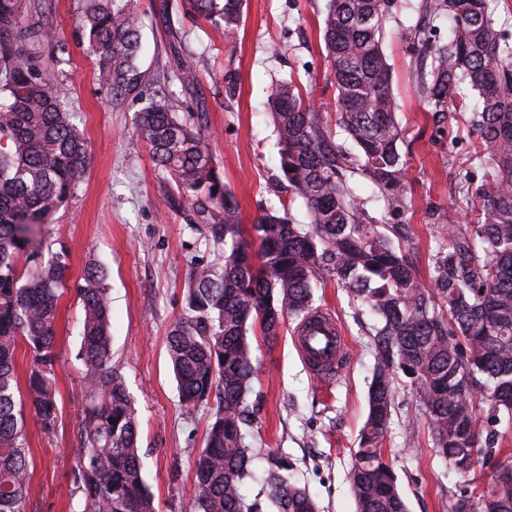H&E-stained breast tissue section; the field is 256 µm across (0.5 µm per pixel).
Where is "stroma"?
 <instances>
[{"label":"stroma","instance_id":"35a3bbf8","mask_svg":"<svg viewBox=\"0 0 512 512\" xmlns=\"http://www.w3.org/2000/svg\"><path fill=\"white\" fill-rule=\"evenodd\" d=\"M420 0H391L383 50L391 67L398 121L405 131L409 206L388 213L372 185L357 179L356 193L370 216L409 225L419 271L442 242V231L470 220L473 201L455 197L459 169L474 177L476 143L457 134L459 118H427L414 86L425 63L420 42L402 39L415 25ZM328 0H245L237 35L184 14L180 0H136L141 18L138 65L150 97L166 99L179 117L200 128L239 204L244 227L264 211L288 206L293 223L309 221L301 198L282 183L277 133L268 109L271 86L294 78L311 92L328 125H335V89L325 60L322 21ZM82 0H54L48 22L56 33L44 46L56 94L88 141L90 162L75 194L45 226L54 251L63 255L69 288L56 323L55 367L59 419L53 434L27 422L33 469L27 512H76L67 493L77 461L83 392L80 344L83 310L77 289L87 262L109 272L112 360L122 368L138 411L143 475L158 512H189L193 462L203 446L210 406L181 404L167 357V336L185 312L189 276L199 263H222L223 244L195 218L192 205H170L172 188L155 168L149 146L136 131L139 102L113 106L97 81V67L79 40ZM192 57L193 89L175 76L176 55ZM313 306L331 310L351 346L350 364L338 379H316L293 343L295 320L279 338L254 341L257 366L248 398L254 413L252 468L263 475L267 451L293 465V477L317 500L321 512H355L348 471L367 414V393L378 355L371 332L375 319L350 304L335 281L313 290ZM395 411L383 443L408 512H450L469 476L435 456L430 427L403 382L395 384Z\"/></svg>","mask_w":512,"mask_h":512}]
</instances>
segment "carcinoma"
<instances>
[{"mask_svg":"<svg viewBox=\"0 0 512 512\" xmlns=\"http://www.w3.org/2000/svg\"><path fill=\"white\" fill-rule=\"evenodd\" d=\"M181 5L224 26L227 38L239 28L242 0ZM51 6L52 0H0V512H26L30 499L26 411L45 434L57 425L55 329L66 266L42 226L89 165L86 139L43 67L42 47L54 39L43 21ZM498 6V0H423L422 17L452 22L446 43L430 26L403 29L421 38L431 57L415 78L427 111L435 118L461 115L457 133L479 140L471 160L484 171L478 183L459 175L457 191L476 202L477 218L448 225L426 279L413 260L408 225L377 223L351 183L364 177L387 212L407 207L403 130L382 50L390 0H329L323 19L336 127L358 157L334 139L296 81L271 87L281 172L308 208L304 229L284 206L258 217L246 239L201 130L162 101L139 112L137 132L155 165L224 243L222 266L192 270L187 314L167 336L182 402L216 401L194 460L191 512H266L269 505L276 512H318L309 491L292 481V465L274 452L266 453L262 489L252 498L243 493L255 479L248 397L257 368L250 332L258 328L267 342L275 340L286 318L309 313L318 281H335L376 318L372 336L381 360L349 471L357 512H407L382 448L402 375L430 421L438 457L451 465L471 458L484 464L504 453L496 426L512 423V42L498 25ZM138 28L133 0H83L81 41L114 106L142 94ZM177 70L192 86L193 62L181 57ZM465 88L478 94L472 106ZM106 279L101 265L86 264L77 353L86 408L69 498L79 500L81 512H157L142 473L137 410L112 362ZM20 342L30 354L23 375L15 363ZM488 496L495 512H512V483H494ZM452 512H485L483 497L465 491Z\"/></svg>","mask_w":512,"mask_h":512,"instance_id":"carcinoma-1","label":"carcinoma"}]
</instances>
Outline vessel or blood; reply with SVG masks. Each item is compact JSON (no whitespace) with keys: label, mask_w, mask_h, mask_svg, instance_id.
Segmentation results:
<instances>
[{"label":"vessel or blood","mask_w":512,"mask_h":512,"mask_svg":"<svg viewBox=\"0 0 512 512\" xmlns=\"http://www.w3.org/2000/svg\"><path fill=\"white\" fill-rule=\"evenodd\" d=\"M294 343L305 364L319 378L341 375L350 349L337 320L324 311L309 313L293 331Z\"/></svg>","instance_id":"vessel-or-blood-1"}]
</instances>
